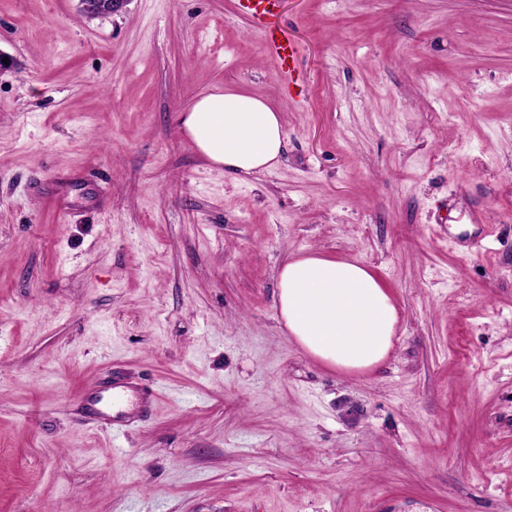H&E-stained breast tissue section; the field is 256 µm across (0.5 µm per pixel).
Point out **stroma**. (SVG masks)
Instances as JSON below:
<instances>
[{
  "label": "stroma",
  "mask_w": 512,
  "mask_h": 512,
  "mask_svg": "<svg viewBox=\"0 0 512 512\" xmlns=\"http://www.w3.org/2000/svg\"><path fill=\"white\" fill-rule=\"evenodd\" d=\"M233 2L0 0V512H512V0H284L296 97ZM216 89L282 112L268 171L187 140ZM311 252L393 298L379 369L279 323ZM113 365L160 393L120 437ZM129 0H80L82 9L90 14H98L107 12L110 15L121 12L124 7L128 4ZM85 17L87 20H100L103 18L110 17L108 14H98L95 17ZM158 396L157 388L127 381L113 365L112 373H103L98 386L81 397L79 411L88 424L121 430L151 415Z\"/></svg>",
  "instance_id": "1"
}]
</instances>
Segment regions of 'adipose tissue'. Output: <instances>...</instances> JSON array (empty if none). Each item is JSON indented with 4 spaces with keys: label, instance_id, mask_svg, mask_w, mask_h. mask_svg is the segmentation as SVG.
<instances>
[{
    "label": "adipose tissue",
    "instance_id": "ef3b65f1",
    "mask_svg": "<svg viewBox=\"0 0 512 512\" xmlns=\"http://www.w3.org/2000/svg\"><path fill=\"white\" fill-rule=\"evenodd\" d=\"M182 126L193 148L214 168L238 174L269 170L286 133L281 112L234 91L201 95ZM280 318L309 355L345 373L379 368L393 348L397 308L360 262L318 253L288 259L278 274Z\"/></svg>",
    "mask_w": 512,
    "mask_h": 512
}]
</instances>
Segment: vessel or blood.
I'll return each instance as SVG.
<instances>
[{
  "mask_svg": "<svg viewBox=\"0 0 512 512\" xmlns=\"http://www.w3.org/2000/svg\"><path fill=\"white\" fill-rule=\"evenodd\" d=\"M236 5L251 26L263 34L286 83H293L297 48L281 25L280 0H236ZM158 396L157 388L129 382L116 368L104 373L98 386L84 393L79 411L87 423L119 430L151 415Z\"/></svg>",
  "mask_w": 512,
  "mask_h": 512,
  "instance_id": "vessel-or-blood-1",
  "label": "vessel or blood"
}]
</instances>
